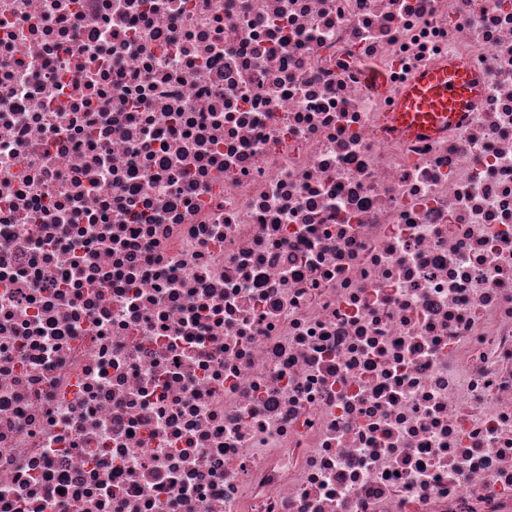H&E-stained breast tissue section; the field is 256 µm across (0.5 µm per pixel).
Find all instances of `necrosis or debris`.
Instances as JSON below:
<instances>
[{
  "label": "necrosis or debris",
  "mask_w": 512,
  "mask_h": 512,
  "mask_svg": "<svg viewBox=\"0 0 512 512\" xmlns=\"http://www.w3.org/2000/svg\"><path fill=\"white\" fill-rule=\"evenodd\" d=\"M0 512H512V0H0ZM479 75L448 57L440 67L414 73L399 93L391 116L398 129L435 134L472 112L480 95Z\"/></svg>",
  "instance_id": "4bbe7bcc"
}]
</instances>
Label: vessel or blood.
I'll return each instance as SVG.
<instances>
[{
    "label": "vessel or blood",
    "mask_w": 512,
    "mask_h": 512,
    "mask_svg": "<svg viewBox=\"0 0 512 512\" xmlns=\"http://www.w3.org/2000/svg\"><path fill=\"white\" fill-rule=\"evenodd\" d=\"M481 90L478 74L448 58L440 67L414 73L399 93L392 126L437 133L459 115L472 111Z\"/></svg>",
    "instance_id": "b4317fda"
}]
</instances>
